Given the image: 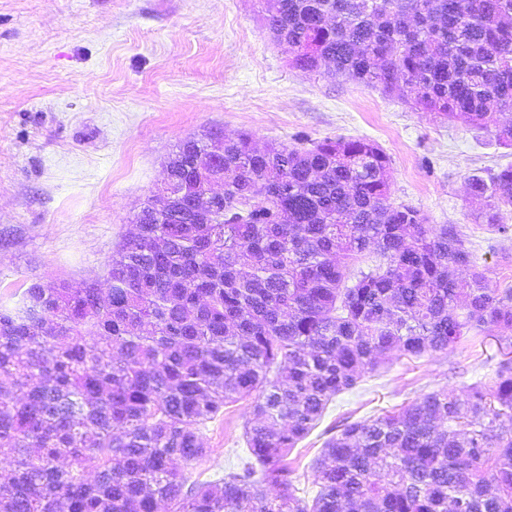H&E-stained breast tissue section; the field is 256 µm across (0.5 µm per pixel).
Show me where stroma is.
<instances>
[{
    "instance_id": "obj_1",
    "label": "stroma",
    "mask_w": 512,
    "mask_h": 512,
    "mask_svg": "<svg viewBox=\"0 0 512 512\" xmlns=\"http://www.w3.org/2000/svg\"><path fill=\"white\" fill-rule=\"evenodd\" d=\"M263 14L262 0H0V306L21 305L34 283L105 280L167 157L187 139L242 131L261 147L375 141L391 160L392 202L456 225L491 285L503 284L512 233L482 223L469 179L512 164V149L398 94L290 67ZM511 357L512 339L488 331L364 374L290 454L300 485L338 421L462 393ZM249 416V400L225 406L191 479L234 468Z\"/></svg>"
}]
</instances>
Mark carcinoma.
Returning a JSON list of instances; mask_svg holds the SVG:
<instances>
[{"label": "carcinoma", "mask_w": 512, "mask_h": 512, "mask_svg": "<svg viewBox=\"0 0 512 512\" xmlns=\"http://www.w3.org/2000/svg\"><path fill=\"white\" fill-rule=\"evenodd\" d=\"M264 25L295 69L402 92L512 148V0H265ZM166 173L200 186L207 223L185 199L149 203L107 298L63 280L0 309V512H512L511 359L460 395L337 426L310 501L288 465L333 397L392 352L512 334V288L490 286L455 225L390 201L376 143L210 135L181 143ZM469 186L508 233L512 164ZM245 398L236 469L189 482L208 424Z\"/></svg>", "instance_id": "cac0c4a2"}]
</instances>
